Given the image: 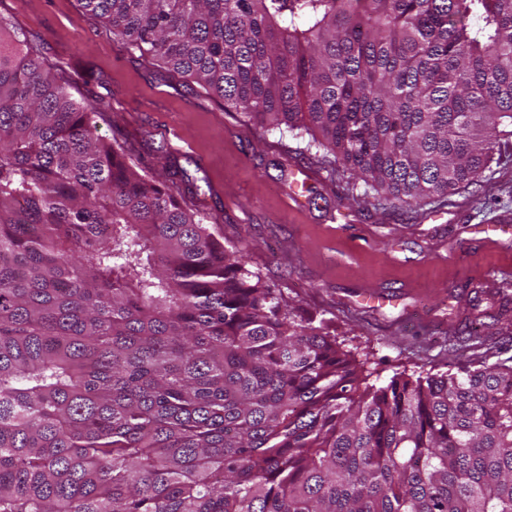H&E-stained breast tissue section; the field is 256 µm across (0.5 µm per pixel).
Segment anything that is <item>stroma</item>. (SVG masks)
<instances>
[{
  "mask_svg": "<svg viewBox=\"0 0 512 512\" xmlns=\"http://www.w3.org/2000/svg\"><path fill=\"white\" fill-rule=\"evenodd\" d=\"M6 18L72 95L99 109L98 133L176 190L250 268L322 320L367 384L512 359V142L480 190L393 210L308 144L224 111L198 85L115 43L78 0H0ZM309 178L296 183L297 171Z\"/></svg>",
  "mask_w": 512,
  "mask_h": 512,
  "instance_id": "obj_1",
  "label": "stroma"
}]
</instances>
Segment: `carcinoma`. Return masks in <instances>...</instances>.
<instances>
[{
	"instance_id": "carcinoma-1",
	"label": "carcinoma",
	"mask_w": 512,
	"mask_h": 512,
	"mask_svg": "<svg viewBox=\"0 0 512 512\" xmlns=\"http://www.w3.org/2000/svg\"><path fill=\"white\" fill-rule=\"evenodd\" d=\"M394 210L512 138V0H79ZM0 17V512H512V363L360 390Z\"/></svg>"
}]
</instances>
